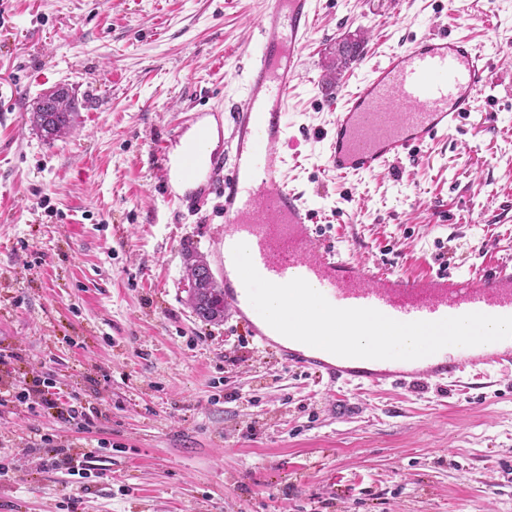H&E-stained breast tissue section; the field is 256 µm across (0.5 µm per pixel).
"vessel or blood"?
Listing matches in <instances>:
<instances>
[{"mask_svg":"<svg viewBox=\"0 0 512 512\" xmlns=\"http://www.w3.org/2000/svg\"><path fill=\"white\" fill-rule=\"evenodd\" d=\"M314 30L311 0H266L257 22L260 50L251 58L247 99L225 125L222 111L193 117L204 133H227L230 158L210 155L199 166L201 143L172 162L171 138L150 149L158 183L172 174L191 183L179 201L187 208L210 193L224 198L221 238L224 308L245 321L260 348L290 366L364 387L421 389L428 382H460L470 370L512 368V338L472 347H447L417 360L346 358L284 341L250 304L232 248L246 243L258 273L283 284L305 279L340 308L369 307L402 321H436L472 312L512 316V259L478 279L441 268L416 277L346 257L324 244L313 211L288 184L282 145L288 139L285 96L299 75L302 52ZM491 63L481 46L445 34H427L389 52L348 92L324 137L330 168L346 178L382 174L411 149L457 130L487 87Z\"/></svg>","mask_w":512,"mask_h":512,"instance_id":"1","label":"vessel or blood"}]
</instances>
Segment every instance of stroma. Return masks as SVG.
<instances>
[{
	"instance_id": "obj_1",
	"label": "stroma",
	"mask_w": 512,
	"mask_h": 512,
	"mask_svg": "<svg viewBox=\"0 0 512 512\" xmlns=\"http://www.w3.org/2000/svg\"><path fill=\"white\" fill-rule=\"evenodd\" d=\"M286 122L287 179L321 234L406 275L512 255V0H314ZM263 0H0V391L39 376L83 415L0 406V512H512V371L481 388L362 390L288 367L188 303L219 269L221 198H164L156 135L242 104ZM484 46L492 82L456 132L390 172L337 178L322 132L385 53L430 32ZM362 42L337 82L336 45ZM67 86L68 137L29 115ZM64 445L81 479L51 465Z\"/></svg>"
}]
</instances>
